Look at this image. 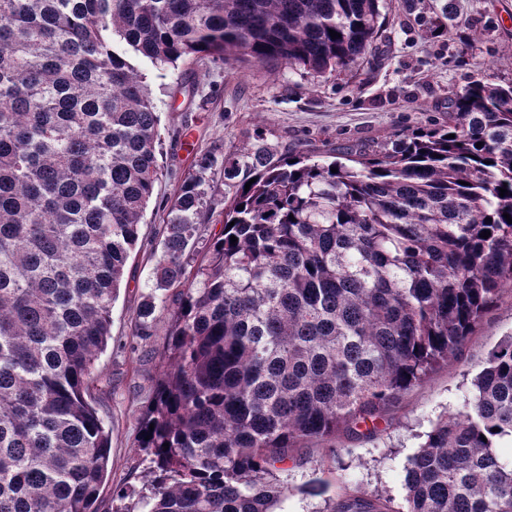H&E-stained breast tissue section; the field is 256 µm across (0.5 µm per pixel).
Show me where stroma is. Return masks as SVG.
Segmentation results:
<instances>
[{"label": "stroma", "instance_id": "obj_1", "mask_svg": "<svg viewBox=\"0 0 512 512\" xmlns=\"http://www.w3.org/2000/svg\"><path fill=\"white\" fill-rule=\"evenodd\" d=\"M447 2L380 0L385 22L377 44L383 58L324 77L283 63L230 65L204 56L185 67L195 81L188 92L136 61L160 114L161 175L143 219V241L112 305V338L95 365L98 384L112 386L99 406L112 434L97 512L123 508L119 487L150 493L151 464L137 447V419L161 367L168 323L157 320L152 336L142 339L133 335L132 320L151 291L163 210L196 151L214 144L230 151L259 135L277 151L301 150L321 159L348 142L377 145L446 122L451 92L478 80H512V0H457L466 25L451 36L443 31ZM510 336L512 292L506 291L457 356L401 394L373 435L343 433L330 444L301 443L279 474L293 492L278 512H328L345 485L401 504L409 457L434 422L462 409L473 376Z\"/></svg>", "mask_w": 512, "mask_h": 512}]
</instances>
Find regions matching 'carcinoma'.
I'll use <instances>...</instances> for the list:
<instances>
[{
    "mask_svg": "<svg viewBox=\"0 0 512 512\" xmlns=\"http://www.w3.org/2000/svg\"><path fill=\"white\" fill-rule=\"evenodd\" d=\"M382 27L379 0H0V512H96L111 438L94 369L160 174L131 59L323 76ZM505 212L512 81L474 82L447 122L331 161L259 135L195 155L134 322L149 336L168 316L138 417L151 494L118 512H275L294 448L376 422L512 288ZM472 388L409 458L400 507L346 490L331 512H512V336Z\"/></svg>",
    "mask_w": 512,
    "mask_h": 512,
    "instance_id": "obj_1",
    "label": "carcinoma"
}]
</instances>
